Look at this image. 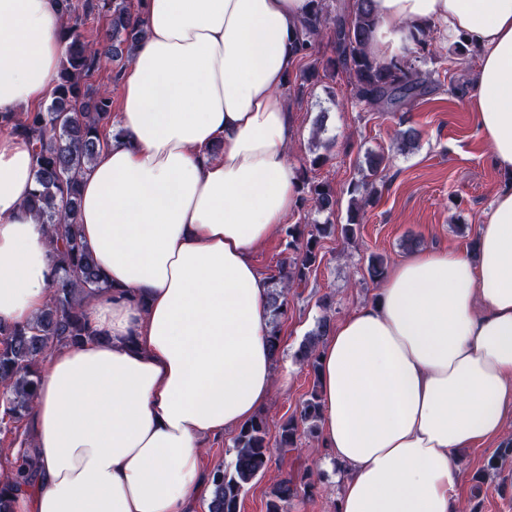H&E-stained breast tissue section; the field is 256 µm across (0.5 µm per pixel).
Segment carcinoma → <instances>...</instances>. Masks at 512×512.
I'll return each mask as SVG.
<instances>
[{
	"label": "carcinoma",
	"instance_id": "carcinoma-1",
	"mask_svg": "<svg viewBox=\"0 0 512 512\" xmlns=\"http://www.w3.org/2000/svg\"><path fill=\"white\" fill-rule=\"evenodd\" d=\"M66 15L61 31L65 53L48 104L11 120L10 129L22 136L32 150L35 189L25 205L44 221L52 247L57 276L49 299L37 319L27 324L0 323V432L16 434L22 446L27 471L0 482V512H7V494L32 483L36 457L29 451V435L20 434L21 423L36 404L41 378V360L51 350L75 346L94 335L84 312L87 299L105 290L93 254L84 244L78 223L81 177L108 143L112 128V92L94 87L91 79L117 62L132 60L136 43L144 34L139 4L132 0H63ZM105 21L101 34L87 29L89 22ZM376 27L372 0H353L347 7L334 0H311L310 15L300 22L296 44L302 58L314 55L316 46L328 37L333 55L322 61L324 72L342 73L354 97L373 111L394 113L433 93L440 81L431 78L418 60L400 59L382 63L371 49ZM385 155L370 152L362 178L349 187L346 223L285 224L282 238L291 255L270 276L267 339L272 355L280 351V320L288 314V290L306 282L322 261L321 242L340 233L349 242L357 233L359 209L377 198L376 180ZM300 204H312L317 212L332 215L336 194L326 183L300 177ZM330 331L324 316L299 345L295 358L319 375V344ZM321 415L319 381L303 400L299 414L278 427L276 445L294 448L301 435L318 436ZM234 465L219 464L209 473L211 496L207 512H240V501L254 480L272 461L266 420L258 415L240 426L233 439ZM324 473L304 468L288 474L274 485L266 512H287L297 498H310Z\"/></svg>",
	"mask_w": 512,
	"mask_h": 512
}]
</instances>
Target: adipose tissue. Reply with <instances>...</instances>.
Instances as JSON below:
<instances>
[{"label": "adipose tissue", "mask_w": 512, "mask_h": 512, "mask_svg": "<svg viewBox=\"0 0 512 512\" xmlns=\"http://www.w3.org/2000/svg\"><path fill=\"white\" fill-rule=\"evenodd\" d=\"M371 47L406 56L426 27L476 51L477 120L512 173V0H373ZM309 0H143L107 147L82 179L80 232L107 293L94 331L41 363L39 464L11 512H196L205 439L271 396L269 284L255 248L299 198L281 88ZM61 0H0V114L40 106L64 52ZM31 149L0 132V321L27 324L56 268L25 206ZM339 512H459L461 454L512 416V188L473 249L419 250L320 348Z\"/></svg>", "instance_id": "obj_1"}]
</instances>
